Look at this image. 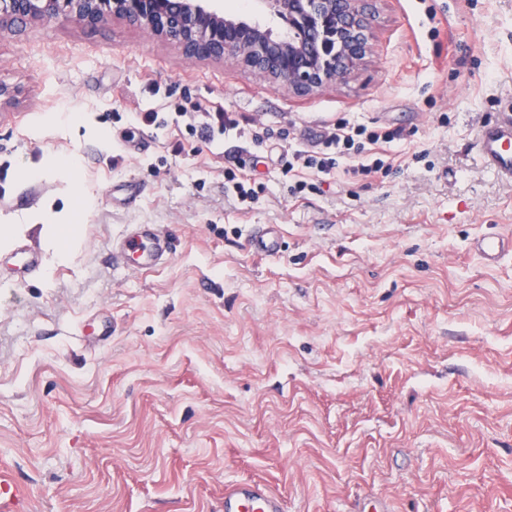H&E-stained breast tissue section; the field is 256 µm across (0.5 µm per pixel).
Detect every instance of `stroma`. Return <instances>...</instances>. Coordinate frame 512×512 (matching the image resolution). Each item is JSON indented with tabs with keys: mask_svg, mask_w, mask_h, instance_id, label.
<instances>
[{
	"mask_svg": "<svg viewBox=\"0 0 512 512\" xmlns=\"http://www.w3.org/2000/svg\"><path fill=\"white\" fill-rule=\"evenodd\" d=\"M371 44L301 96L117 19L0 26V462L26 512H224L249 479L284 512H512V257L471 250L512 238L477 147L512 113V0H380ZM199 105L262 141L201 139ZM342 119L402 130L386 176L286 171ZM130 224L170 255L114 269ZM251 251L257 255H273L279 250V238L274 226L258 227L249 240ZM474 251L488 265L498 263L505 255H512V239L484 235L474 243Z\"/></svg>",
	"mask_w": 512,
	"mask_h": 512,
	"instance_id": "obj_1",
	"label": "stroma"
}]
</instances>
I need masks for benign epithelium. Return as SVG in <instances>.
I'll return each instance as SVG.
<instances>
[{
  "label": "benign epithelium",
  "instance_id": "1",
  "mask_svg": "<svg viewBox=\"0 0 512 512\" xmlns=\"http://www.w3.org/2000/svg\"><path fill=\"white\" fill-rule=\"evenodd\" d=\"M279 34L220 9L217 0H0V26L64 13L96 25L112 16L200 60L233 58L297 95L347 81L371 50L374 0H264Z\"/></svg>",
  "mask_w": 512,
  "mask_h": 512
}]
</instances>
